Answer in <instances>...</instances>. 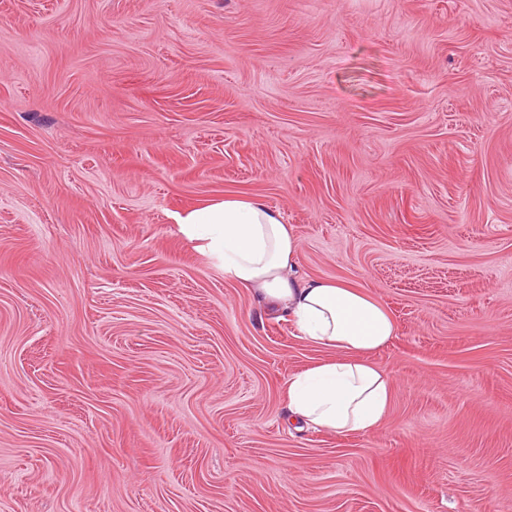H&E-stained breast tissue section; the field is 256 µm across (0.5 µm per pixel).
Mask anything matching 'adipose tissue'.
<instances>
[{
	"instance_id": "adipose-tissue-1",
	"label": "adipose tissue",
	"mask_w": 512,
	"mask_h": 512,
	"mask_svg": "<svg viewBox=\"0 0 512 512\" xmlns=\"http://www.w3.org/2000/svg\"><path fill=\"white\" fill-rule=\"evenodd\" d=\"M176 222L239 287L287 315L311 343L337 350L336 358L289 378V422L339 435L382 422L391 381L366 356L394 336L395 325L377 302L344 282L299 280L293 228L260 197L228 192L177 215Z\"/></svg>"
}]
</instances>
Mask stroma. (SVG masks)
Wrapping results in <instances>:
<instances>
[{
	"mask_svg": "<svg viewBox=\"0 0 512 512\" xmlns=\"http://www.w3.org/2000/svg\"><path fill=\"white\" fill-rule=\"evenodd\" d=\"M229 191L392 316L373 430L289 422ZM0 512H512V0H0Z\"/></svg>",
	"mask_w": 512,
	"mask_h": 512,
	"instance_id": "obj_1",
	"label": "stroma"
}]
</instances>
